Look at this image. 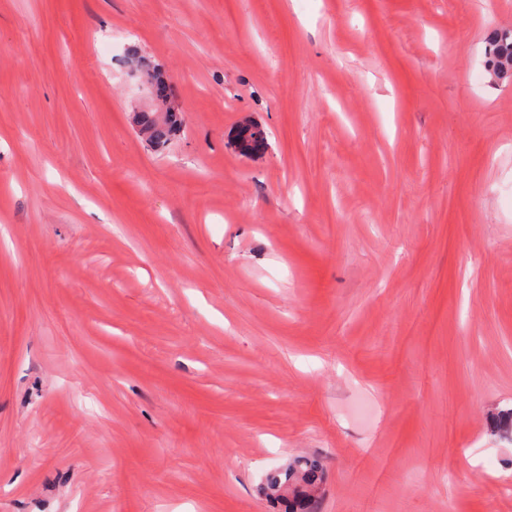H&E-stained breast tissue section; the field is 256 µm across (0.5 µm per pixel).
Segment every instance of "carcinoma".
Returning <instances> with one entry per match:
<instances>
[{"label": "carcinoma", "mask_w": 512, "mask_h": 512, "mask_svg": "<svg viewBox=\"0 0 512 512\" xmlns=\"http://www.w3.org/2000/svg\"><path fill=\"white\" fill-rule=\"evenodd\" d=\"M486 70L499 80L512 78V30H494L488 37ZM139 132L148 146L161 149L169 144L182 127V118L168 112L164 119L140 112L135 117ZM324 480L320 460L299 458L288 465L284 475H273L266 486L268 494L286 503L288 512H318L317 491Z\"/></svg>", "instance_id": "carcinoma-1"}]
</instances>
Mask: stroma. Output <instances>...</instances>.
Listing matches in <instances>:
<instances>
[{"instance_id": "stroma-1", "label": "stroma", "mask_w": 512, "mask_h": 512, "mask_svg": "<svg viewBox=\"0 0 512 512\" xmlns=\"http://www.w3.org/2000/svg\"><path fill=\"white\" fill-rule=\"evenodd\" d=\"M495 28L512 0H0V512H283L299 456L319 512H512ZM135 120L147 145L155 149L168 145L183 123L176 112H167L163 120L155 118L149 112H139ZM323 480L324 470L320 460L302 457L288 465L284 479L280 478V474L273 475L265 489L270 497L286 503L285 512H318L317 491Z\"/></svg>"}]
</instances>
